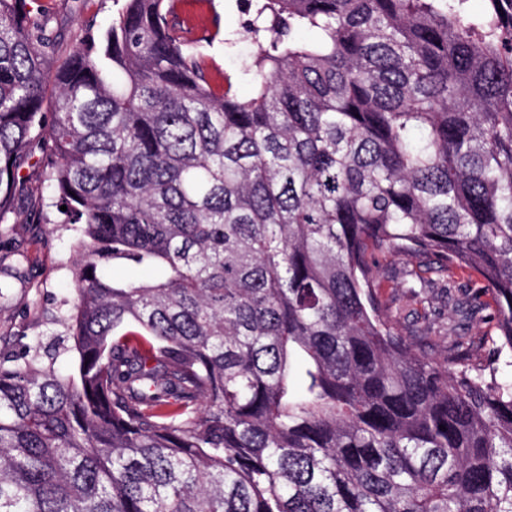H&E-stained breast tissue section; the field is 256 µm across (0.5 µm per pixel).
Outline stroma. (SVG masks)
<instances>
[{"mask_svg":"<svg viewBox=\"0 0 512 512\" xmlns=\"http://www.w3.org/2000/svg\"><path fill=\"white\" fill-rule=\"evenodd\" d=\"M175 23L195 27L197 44L209 62L212 84L232 81L234 91L249 95L252 86L242 69L252 47L237 39L249 14L246 0H173ZM119 0H29L35 13L47 14L61 37L62 52L75 48L86 25L104 31L120 9ZM23 188L5 222L0 223V365L32 347L48 349L64 337L62 317L72 302V234L56 226L54 208L35 219L42 194L41 167L30 163L21 171ZM375 266L390 321L405 336H422L433 354L456 343L495 335L491 318L461 322L454 310L457 298L475 294L478 275L460 268L453 279L431 272L415 278L418 258L376 254Z\"/></svg>","mask_w":512,"mask_h":512,"instance_id":"obj_1","label":"stroma"}]
</instances>
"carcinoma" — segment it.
I'll use <instances>...</instances> for the list:
<instances>
[{
  "mask_svg": "<svg viewBox=\"0 0 512 512\" xmlns=\"http://www.w3.org/2000/svg\"><path fill=\"white\" fill-rule=\"evenodd\" d=\"M479 2L250 0L239 97L170 0L65 56L0 0V219L40 153L77 294L72 372L0 366V512H512V0ZM384 250L479 274L492 351L395 332Z\"/></svg>",
  "mask_w": 512,
  "mask_h": 512,
  "instance_id": "carcinoma-1",
  "label": "carcinoma"
}]
</instances>
